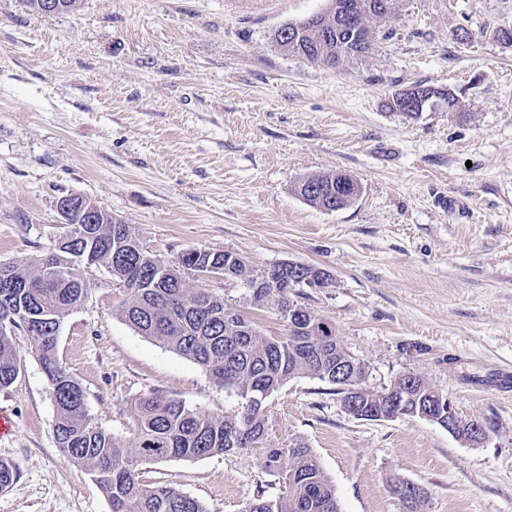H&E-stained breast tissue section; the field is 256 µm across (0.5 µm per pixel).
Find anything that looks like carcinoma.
I'll return each instance as SVG.
<instances>
[{
    "mask_svg": "<svg viewBox=\"0 0 512 512\" xmlns=\"http://www.w3.org/2000/svg\"><path fill=\"white\" fill-rule=\"evenodd\" d=\"M301 25L306 30L294 53L301 59L334 64L338 55L348 58L370 49L355 26L341 38L325 41L308 27V20ZM296 191L309 204L322 208L338 193L358 197L361 187L342 172H327L304 178ZM91 231L89 238L61 246L60 257L28 269H10L12 284L0 283V318H10L17 326L23 320L38 326L33 348L55 405L57 446L71 463L92 475L111 500L112 512H205L198 500L171 487L142 483L138 462L226 453L230 438L237 439L241 449L254 447L266 435L264 404L254 401L258 394L270 395L296 375L316 378L342 393L343 381L336 379V347L323 346L316 335L289 323L284 336L262 335L242 314L237 315L238 324L226 323L224 310L229 304L224 298L205 288L184 287L186 274L197 264L224 266L223 252H190L173 267L137 244L127 247L119 264L128 268L135 285L126 288L124 320L141 335L193 360L242 400L239 412L219 417L191 410L172 398L143 396L131 410L137 447L129 451L93 422L81 385L58 357L63 319L88 297L87 267L97 262L112 265V225L94 224ZM321 275L322 271L307 264L296 276L277 266L262 271L253 267L243 282L253 304L271 303L281 309L296 302L292 288ZM18 365L12 330L0 331L1 388L16 380ZM407 381V390L419 393L421 404L433 402L437 413H447L444 404L428 395L429 383L419 377ZM264 467L282 478L285 490L275 498L258 493L242 512H340L335 488L306 444L297 440L286 448L266 449ZM393 490L410 512H423L428 492L408 498L398 483Z\"/></svg>",
    "mask_w": 512,
    "mask_h": 512,
    "instance_id": "cac0c4a2",
    "label": "carcinoma"
}]
</instances>
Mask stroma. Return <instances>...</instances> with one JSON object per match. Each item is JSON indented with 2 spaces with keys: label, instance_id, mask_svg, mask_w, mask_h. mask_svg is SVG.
<instances>
[{
  "label": "stroma",
  "instance_id": "obj_1",
  "mask_svg": "<svg viewBox=\"0 0 512 512\" xmlns=\"http://www.w3.org/2000/svg\"><path fill=\"white\" fill-rule=\"evenodd\" d=\"M326 0H77L43 14L0 0V264L56 253L57 202L79 194L167 260L232 251L255 268L314 266L328 285L296 287L367 371L368 387L411 372L481 423L472 447L417 417L369 421L329 384L298 375L265 403L262 446L140 464L149 485L241 512L283 483L266 449L299 440L334 485L341 512H406L394 479L424 486L426 512H512V0H397L373 18L371 49L336 66L283 53L275 29ZM471 38L454 40L456 30ZM417 83L448 88L456 111L391 110ZM341 170L361 187L328 212L295 191ZM69 312L58 356L99 426L136 445L131 403L152 393L216 416L242 402L199 365L121 317L105 267ZM265 336L286 333L235 278L200 281ZM0 388L14 423L0 460L16 472L0 512H112L57 446L55 406L29 336Z\"/></svg>",
  "mask_w": 512,
  "mask_h": 512
}]
</instances>
